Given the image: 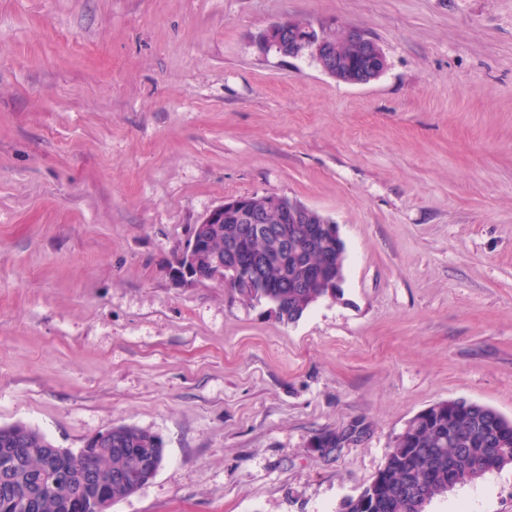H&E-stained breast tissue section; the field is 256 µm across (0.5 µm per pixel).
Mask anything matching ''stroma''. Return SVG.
<instances>
[{
  "mask_svg": "<svg viewBox=\"0 0 512 512\" xmlns=\"http://www.w3.org/2000/svg\"><path fill=\"white\" fill-rule=\"evenodd\" d=\"M287 16L367 30L385 71L262 49ZM255 193L345 244L293 324L170 279ZM457 399L512 420V0H0V426L160 436L112 512H339ZM428 512H512V465Z\"/></svg>",
  "mask_w": 512,
  "mask_h": 512,
  "instance_id": "stroma-1",
  "label": "stroma"
}]
</instances>
